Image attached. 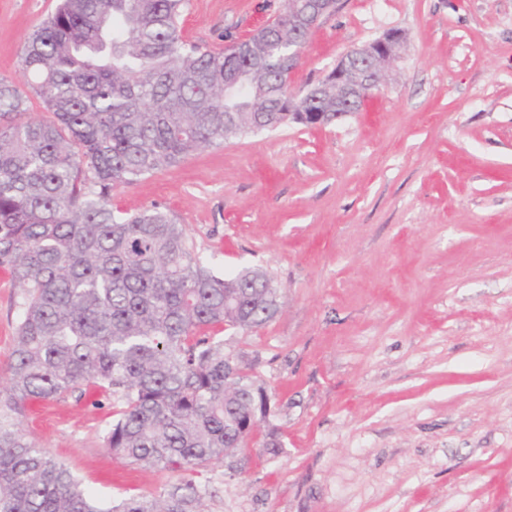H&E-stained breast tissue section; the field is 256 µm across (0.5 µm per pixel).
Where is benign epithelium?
Segmentation results:
<instances>
[{
	"instance_id": "7a95c632",
	"label": "benign epithelium",
	"mask_w": 512,
	"mask_h": 512,
	"mask_svg": "<svg viewBox=\"0 0 512 512\" xmlns=\"http://www.w3.org/2000/svg\"><path fill=\"white\" fill-rule=\"evenodd\" d=\"M340 0H290L288 8V73L299 66L303 42L308 40L323 19L339 8ZM405 40L400 30H389L344 54L319 81L320 88L336 92V119L360 111L372 93L385 84L390 66ZM309 100H288V111L306 112L310 126L320 125L323 109L319 100L307 92Z\"/></svg>"
}]
</instances>
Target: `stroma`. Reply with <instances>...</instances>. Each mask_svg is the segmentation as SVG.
I'll return each instance as SVG.
<instances>
[{
    "instance_id": "obj_1",
    "label": "stroma",
    "mask_w": 512,
    "mask_h": 512,
    "mask_svg": "<svg viewBox=\"0 0 512 512\" xmlns=\"http://www.w3.org/2000/svg\"><path fill=\"white\" fill-rule=\"evenodd\" d=\"M57 4L0 0V79L22 82L24 40ZM284 8L185 0L181 34L219 50ZM391 29L406 43L361 112L112 191L113 209L168 211L215 271L264 269L283 295L264 327L224 334L271 414L195 473L203 512H512V0H341L292 90ZM21 297L0 267V385ZM115 411L79 389L22 419L103 507L178 481L107 452Z\"/></svg>"
}]
</instances>
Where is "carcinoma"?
Returning <instances> with one entry per match:
<instances>
[{"label":"carcinoma","mask_w":512,"mask_h":512,"mask_svg":"<svg viewBox=\"0 0 512 512\" xmlns=\"http://www.w3.org/2000/svg\"><path fill=\"white\" fill-rule=\"evenodd\" d=\"M183 0H61L25 39L29 97L0 79V267L22 288L7 395L0 394V512H200L190 478L102 509L69 468L29 440V403L95 386L118 410L112 454L169 473L245 447L269 417L258 380L231 366L226 325L272 321L282 296L261 269L217 273L159 208L112 210V188L174 166L288 111V22L246 47L185 42ZM241 77L251 96L228 86Z\"/></svg>","instance_id":"cac0c4a2"}]
</instances>
